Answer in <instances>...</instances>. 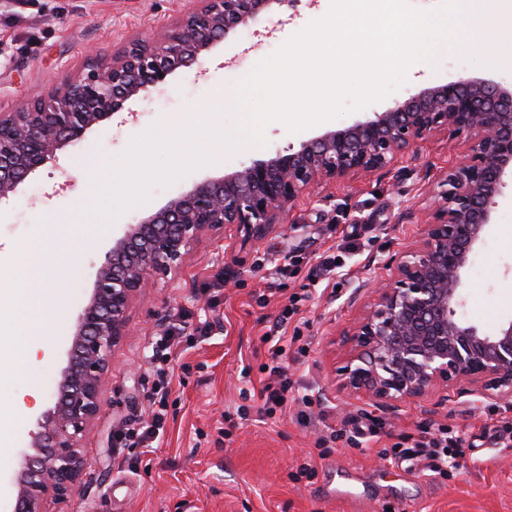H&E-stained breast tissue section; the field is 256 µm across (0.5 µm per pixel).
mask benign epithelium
Returning <instances> with one entry per match:
<instances>
[{
    "mask_svg": "<svg viewBox=\"0 0 512 512\" xmlns=\"http://www.w3.org/2000/svg\"><path fill=\"white\" fill-rule=\"evenodd\" d=\"M280 3L202 0L163 36L131 40L109 60L90 59L79 73L63 74L48 94L1 112L0 205L126 103L166 84ZM441 129L464 138L467 149L438 178L435 207L419 239L373 280L361 316L346 333L338 389L377 407L422 402L448 388L511 400L512 320L493 333L466 320L461 273L512 182V84L470 77L424 88L363 121L328 129L296 151L200 181L125 225L78 313L54 405L17 456L13 512H44L47 497L75 493L86 466L79 441L103 409V384L126 334L128 311L155 277L178 274L205 234L229 228L257 237L281 223L306 191L388 170Z\"/></svg>",
    "mask_w": 512,
    "mask_h": 512,
    "instance_id": "benign-epithelium-1",
    "label": "benign epithelium"
}]
</instances>
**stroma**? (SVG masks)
I'll return each mask as SVG.
<instances>
[{"label":"stroma","instance_id":"1","mask_svg":"<svg viewBox=\"0 0 512 512\" xmlns=\"http://www.w3.org/2000/svg\"><path fill=\"white\" fill-rule=\"evenodd\" d=\"M197 5V0H0V112L20 98L51 89L63 73L82 69L90 52L112 54L141 33L163 35ZM328 12L320 0H283L255 32L230 36L197 64L172 75L167 84L131 101L130 120L114 119L47 162L0 207V278L9 279L17 257L6 246L50 240L59 256L77 255L52 310L49 338L30 337L20 348L19 325L0 315V356L15 369L0 386L15 408L0 421V512H12L11 486L17 451L29 439L36 418L53 403L59 372L76 317L91 292L99 261L121 236L124 225L156 211L196 181L230 173L242 165L297 147L322 133L364 119L357 112L290 133L268 125V144L225 153L167 186L156 185L146 203L113 217L111 224L79 226L75 206L98 201L133 137L167 117L187 118L211 107L228 108L232 85L284 40ZM463 47L445 46L436 65L410 72L393 98L374 104L381 112L395 99L425 87L469 77L512 83L508 68L486 53L485 41H506L512 32L464 21ZM463 139L441 130L422 141L414 159L391 170L360 176L302 194L282 224L259 243L229 230L203 236L183 270L157 279L133 303L129 329L104 386L106 404L80 442L87 463L76 494L50 499L46 512H512V447L491 441L503 415L502 402L442 390L420 403L389 408L349 399L336 389L344 364L342 335L358 317L363 292L388 259L418 239L431 207L433 181L465 151ZM342 269L329 283L308 271L325 256ZM297 256L302 269L278 282L276 265ZM466 318L491 333L512 320V189L499 200L495 224L462 273ZM307 294L285 326L288 372L320 400L323 417L302 423L296 406L279 420L250 412L236 417L241 390L260 389L269 362L262 338L275 325L288 295ZM188 328L207 322V338L192 337L190 348L169 364L171 392L167 429L157 448H117L112 429L134 423L151 409L155 380L152 345L178 320ZM306 354H299V346ZM373 425L376 435L356 442L348 423ZM445 425L471 445L450 477L427 475L414 463L391 461L394 444ZM231 442L220 438L221 428ZM148 462L130 472L129 461ZM311 467L312 475L299 471ZM358 495L340 497L343 481Z\"/></svg>","mask_w":512,"mask_h":512}]
</instances>
